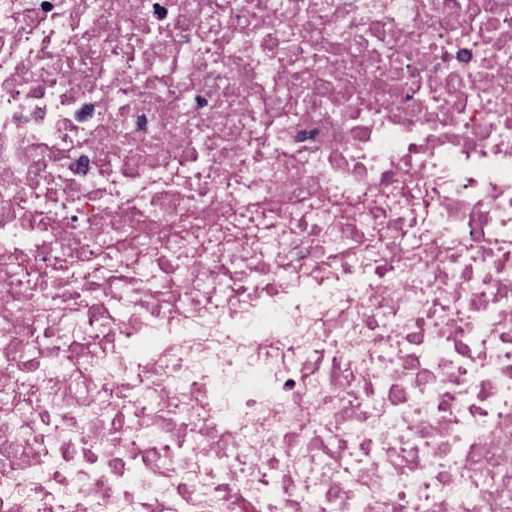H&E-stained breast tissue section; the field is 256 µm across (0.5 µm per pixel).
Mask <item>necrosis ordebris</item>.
<instances>
[{
  "mask_svg": "<svg viewBox=\"0 0 512 512\" xmlns=\"http://www.w3.org/2000/svg\"><path fill=\"white\" fill-rule=\"evenodd\" d=\"M0 0V512H512V0Z\"/></svg>",
  "mask_w": 512,
  "mask_h": 512,
  "instance_id": "1",
  "label": "necrosis or debris"
}]
</instances>
